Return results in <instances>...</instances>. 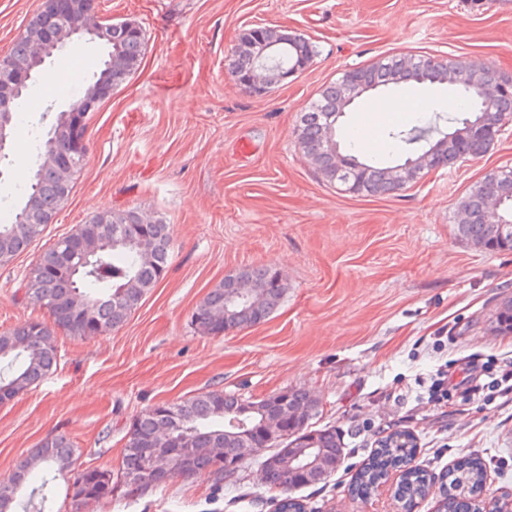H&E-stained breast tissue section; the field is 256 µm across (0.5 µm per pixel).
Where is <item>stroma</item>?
<instances>
[{"instance_id":"stroma-1","label":"stroma","mask_w":512,"mask_h":512,"mask_svg":"<svg viewBox=\"0 0 512 512\" xmlns=\"http://www.w3.org/2000/svg\"><path fill=\"white\" fill-rule=\"evenodd\" d=\"M42 0H0V56ZM97 19L146 34L138 71L87 128L85 165L70 200L27 252L0 265V332L37 317L19 288L43 251L93 215L137 209L168 224L165 277L120 328L56 334V368L0 406V480L48 433L66 434L85 464L118 469L132 420L162 402L221 389L257 400L296 388L317 402L313 428L342 433L345 460L326 481L293 490L308 512H402L390 472L371 497L352 474L378 441L412 432L416 465L435 477L465 456L487 464L486 487L512 493V395L489 389L429 402L437 371L469 359L512 362V332L494 321L512 298V252L460 239L458 202L490 170L512 167V125L482 157L442 168L390 194L361 197L324 181L296 140L300 115L345 70L384 55L480 61L512 78V0H95ZM281 28L311 39L312 65L262 97L230 66L241 35ZM104 54L98 42L62 49L15 115L0 198L30 145L79 96ZM378 94L357 100L343 129L372 141L430 120H380ZM247 265L282 272L286 292L267 321L221 336L198 330L195 307ZM89 512H273L255 459L224 481L176 478L133 494L116 486Z\"/></svg>"}]
</instances>
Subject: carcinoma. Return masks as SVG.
Wrapping results in <instances>:
<instances>
[{
	"mask_svg": "<svg viewBox=\"0 0 512 512\" xmlns=\"http://www.w3.org/2000/svg\"><path fill=\"white\" fill-rule=\"evenodd\" d=\"M75 0H54L48 16L39 8L27 21L23 31L15 40L9 52L0 57V72L25 76L30 59L28 46L33 41L59 42L66 38L69 24L86 21L85 12L93 7V0H80L79 7L72 8ZM262 38L277 43L276 56L268 61L269 77H276L280 68L290 66L299 57L314 61L318 47L301 34L284 35L281 30L265 28ZM248 35L240 38L232 72L246 74L257 64V57L249 48ZM146 44V35L139 25L131 30L112 32V45L108 58L99 71L93 73L89 83L72 102L76 106L87 97L98 95L106 86L119 89L141 65ZM414 65L431 70L444 66L457 70L458 90L464 101L460 111L448 118L454 131L466 129L473 117L479 96L484 86L505 80V76L492 68L472 70L464 61L445 57L438 60L432 55H414ZM377 79L383 87H398L410 83L400 56H382L371 63ZM360 70L347 72L326 85L318 98L310 103L300 116L297 128V143L302 153L310 160L322 179L330 184H339L344 190L360 196H381L420 179L416 173L407 171L403 180H398L394 166L368 164L348 152L343 155V167L336 160V111L359 78ZM490 121L512 122V97H498L494 110L487 113ZM397 144L424 146L404 153L406 159L425 149H436L437 163H446L467 154L469 158L484 155L490 148L487 141L470 137L448 140V134L437 125L415 126L408 132L389 133ZM66 149V134L49 140H35L33 155L36 171L33 179L17 187L18 203L12 206L8 220L0 221V264L9 263L41 237L48 224L52 223L58 211L69 201L59 194L58 177L53 163L49 162V149ZM507 181V194L501 213L503 222L512 223V167H503ZM496 190V185L485 176L460 200L458 210L468 213V221L456 224V234L474 245L486 249L499 241V225L484 221L483 202L486 196ZM89 232L101 237V248L90 262L82 261L75 251L55 242L42 253L22 281L24 299L32 306L45 311L49 320L31 319L16 328L0 332V360H8L10 374L0 375V391L4 395L25 392L57 366L58 355L54 343L57 331L82 337L85 333L83 322L74 313L77 303L88 306L95 321L104 331L118 328L137 308L143 297L154 288L166 273L169 265L170 236L168 225L161 220L146 221L144 214L136 209L107 211L94 215ZM145 237L154 253V262L141 265L138 259L140 237ZM240 276L252 279L260 288L259 296L231 310L225 319L213 322L202 319L197 327L208 335H219L257 325L268 319L280 305L285 285L278 282L275 269L268 266H248L237 271ZM227 290L224 284L211 289L200 302L199 308L205 314H224ZM241 399L222 390L203 392L183 403H173L169 412L149 408L131 422L125 436L122 452L120 478L127 480L140 475L147 468L140 449L146 441L155 437V429L174 415L178 424L177 435L202 448L219 443L224 448V457L235 459L239 449L253 447L252 439L259 419H247L240 415ZM291 442L312 440L322 457L323 469L320 480L331 477L344 460V444L334 427L311 429L309 426L293 427ZM284 448L278 447L268 456L262 457L260 465L266 475V485L278 491L283 498L277 500L276 512H306L300 500L291 496L299 487L296 479L288 472L285 459L281 458ZM417 453L414 435L407 430H396L382 438L367 462L352 475L349 483L351 493L367 497L387 480L389 471H400L395 495L403 508L426 497L431 478L426 471L413 465ZM34 470L50 475V481L67 480V476L83 480V498L80 506L71 512H87L95 503L112 498L115 488L112 471L85 465L80 450L63 434L50 433L40 441L37 448L17 465L13 477L0 481V512H14L20 490ZM207 474L216 481L224 479V468L216 467L214 460L195 457L190 468L173 467L164 479L154 478L152 484L138 485L136 491L156 487L174 478H193ZM448 483L443 485V496L438 512H482L480 496L485 487L487 471L478 457H464L446 473ZM48 481V482H50ZM47 481L32 488L28 502L46 498Z\"/></svg>",
	"mask_w": 512,
	"mask_h": 512,
	"instance_id": "obj_1",
	"label": "carcinoma"
}]
</instances>
